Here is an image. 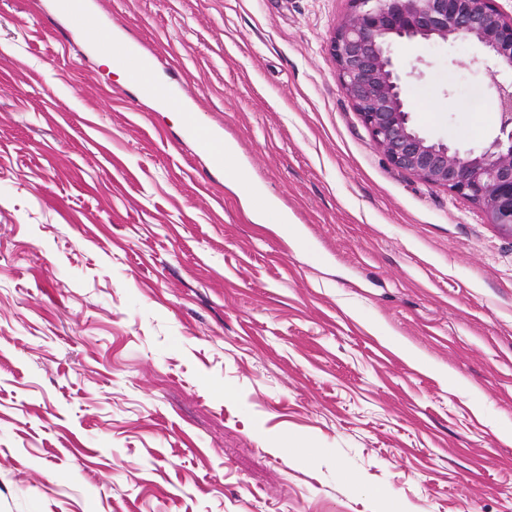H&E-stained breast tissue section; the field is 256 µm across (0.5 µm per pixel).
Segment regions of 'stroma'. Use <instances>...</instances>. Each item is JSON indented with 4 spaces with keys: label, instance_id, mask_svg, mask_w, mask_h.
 Listing matches in <instances>:
<instances>
[{
    "label": "stroma",
    "instance_id": "1",
    "mask_svg": "<svg viewBox=\"0 0 512 512\" xmlns=\"http://www.w3.org/2000/svg\"><path fill=\"white\" fill-rule=\"evenodd\" d=\"M42 3L0 0V512H512V237L372 142L350 0H103L175 111ZM393 56L418 129L498 135L477 46ZM186 133L193 141L203 146L204 152L212 164L222 169H224V164L231 167L230 160L226 156L224 157L223 140L216 136L212 129L202 128L194 119L190 118L186 125Z\"/></svg>",
    "mask_w": 512,
    "mask_h": 512
}]
</instances>
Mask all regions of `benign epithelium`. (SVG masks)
Here are the masks:
<instances>
[{
	"label": "benign epithelium",
	"instance_id": "obj_1",
	"mask_svg": "<svg viewBox=\"0 0 512 512\" xmlns=\"http://www.w3.org/2000/svg\"><path fill=\"white\" fill-rule=\"evenodd\" d=\"M330 50L340 86L375 146L393 166L462 196L486 222L512 236V80L494 81L499 136L460 153L417 129L404 94L398 42L475 43L499 70L512 73V13L497 0H351Z\"/></svg>",
	"mask_w": 512,
	"mask_h": 512
}]
</instances>
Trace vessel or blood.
Listing matches in <instances>:
<instances>
[{
  "instance_id": "b4317fda",
  "label": "vessel or blood",
  "mask_w": 512,
  "mask_h": 512,
  "mask_svg": "<svg viewBox=\"0 0 512 512\" xmlns=\"http://www.w3.org/2000/svg\"><path fill=\"white\" fill-rule=\"evenodd\" d=\"M54 15L65 19L67 32L93 33L101 28V17L96 9L87 8L85 0H52ZM103 51L118 65L123 67L130 83L134 84L139 96L168 107L180 106L187 98L182 87L170 86L154 80L151 72L154 68L152 55L133 51L129 45L112 40L105 41ZM188 136L200 143L212 164L221 167L227 164L224 155V143L212 130L200 127L195 121L186 125Z\"/></svg>"
}]
</instances>
